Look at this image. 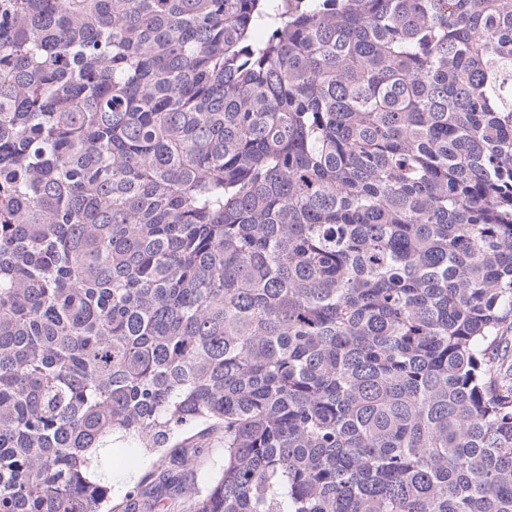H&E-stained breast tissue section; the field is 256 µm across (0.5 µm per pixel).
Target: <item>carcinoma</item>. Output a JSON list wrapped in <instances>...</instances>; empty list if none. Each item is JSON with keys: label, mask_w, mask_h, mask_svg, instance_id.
Listing matches in <instances>:
<instances>
[{"label": "carcinoma", "mask_w": 512, "mask_h": 512, "mask_svg": "<svg viewBox=\"0 0 512 512\" xmlns=\"http://www.w3.org/2000/svg\"><path fill=\"white\" fill-rule=\"evenodd\" d=\"M511 334L512 0H0V512H512ZM195 444L199 451L192 456V466L177 468L174 475L181 484L194 483L197 488L204 489L207 483L218 476L224 463V448L215 435L198 436ZM107 446L112 448V458L110 464L106 465L108 473L100 475V478L112 487L113 495H117L126 484L139 481L149 465L138 451L128 448L129 445L124 442L112 441ZM127 458H133L135 463L128 465Z\"/></svg>", "instance_id": "1"}]
</instances>
